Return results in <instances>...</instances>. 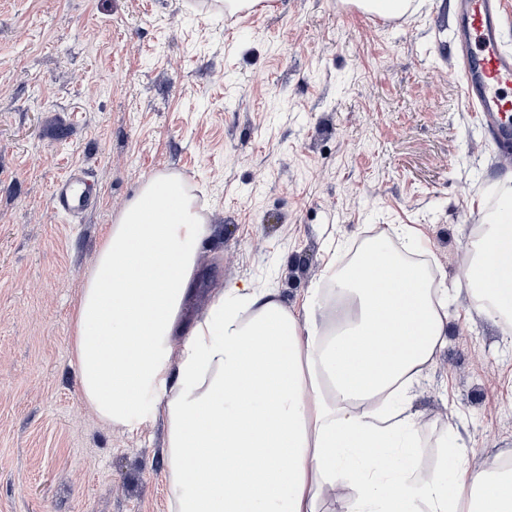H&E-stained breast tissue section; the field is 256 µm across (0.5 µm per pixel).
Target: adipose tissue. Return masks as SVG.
I'll list each match as a JSON object with an SVG mask.
<instances>
[{
  "mask_svg": "<svg viewBox=\"0 0 512 512\" xmlns=\"http://www.w3.org/2000/svg\"><path fill=\"white\" fill-rule=\"evenodd\" d=\"M494 190L466 245V286L471 309L512 335V170ZM207 233L178 177H149L111 225L71 324L87 407L111 425L165 420L168 512H320L328 495L341 512H512L511 469L470 467L451 445L440 467L416 471L420 425L397 412L448 326L447 289L411 260L427 251L418 236L397 250L368 239L302 315L268 289L218 293L174 362Z\"/></svg>",
  "mask_w": 512,
  "mask_h": 512,
  "instance_id": "obj_1",
  "label": "adipose tissue"
}]
</instances>
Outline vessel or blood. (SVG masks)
<instances>
[{"instance_id": "vessel-or-blood-1", "label": "vessel or blood", "mask_w": 512, "mask_h": 512, "mask_svg": "<svg viewBox=\"0 0 512 512\" xmlns=\"http://www.w3.org/2000/svg\"><path fill=\"white\" fill-rule=\"evenodd\" d=\"M507 14L505 0H457L453 21L463 96L505 157L512 155V53L504 50L500 38ZM97 200L80 169L59 180L53 192L55 209L72 216L91 209Z\"/></svg>"}]
</instances>
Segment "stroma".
Returning <instances> with one entry per match:
<instances>
[{
  "instance_id": "obj_1",
  "label": "stroma",
  "mask_w": 512,
  "mask_h": 512,
  "mask_svg": "<svg viewBox=\"0 0 512 512\" xmlns=\"http://www.w3.org/2000/svg\"><path fill=\"white\" fill-rule=\"evenodd\" d=\"M449 2L378 22L341 0H0V512H168L162 419H98L71 354L102 239L164 172L209 219L187 325L245 284L303 313L332 252L413 229L448 289L404 408L417 465L449 430L472 466L512 459V336L471 313L463 265L507 165L453 74ZM76 167L100 203L72 217L52 192Z\"/></svg>"
}]
</instances>
